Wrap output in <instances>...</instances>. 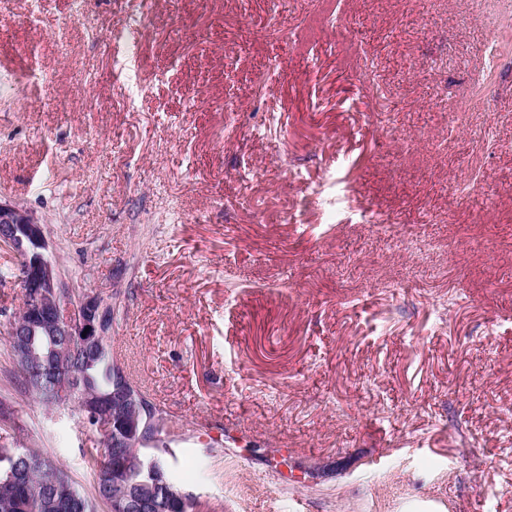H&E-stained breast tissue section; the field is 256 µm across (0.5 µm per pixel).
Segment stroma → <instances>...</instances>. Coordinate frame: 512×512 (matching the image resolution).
Wrapping results in <instances>:
<instances>
[{"mask_svg":"<svg viewBox=\"0 0 512 512\" xmlns=\"http://www.w3.org/2000/svg\"><path fill=\"white\" fill-rule=\"evenodd\" d=\"M136 6L0 0V198L116 303L174 486L196 512H512V0H153L132 95ZM20 306L0 243V445L89 486L97 434L9 355Z\"/></svg>","mask_w":512,"mask_h":512,"instance_id":"stroma-1","label":"stroma"}]
</instances>
